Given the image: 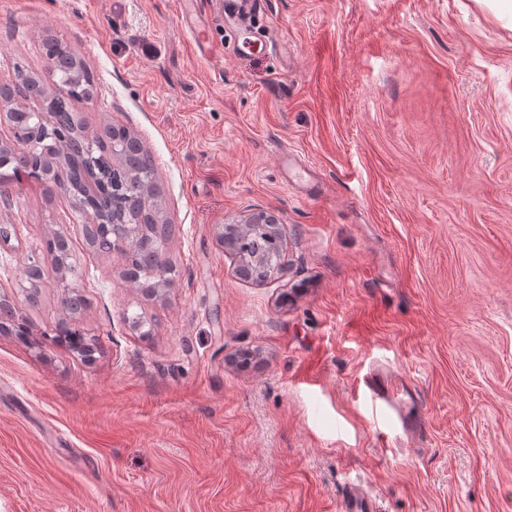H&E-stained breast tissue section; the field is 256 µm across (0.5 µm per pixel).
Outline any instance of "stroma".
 Wrapping results in <instances>:
<instances>
[{"instance_id":"1","label":"stroma","mask_w":512,"mask_h":512,"mask_svg":"<svg viewBox=\"0 0 512 512\" xmlns=\"http://www.w3.org/2000/svg\"><path fill=\"white\" fill-rule=\"evenodd\" d=\"M206 26L213 60L189 32ZM49 36L92 69L91 126L151 153L163 297L26 182L0 204V512H512V17L482 0H0V84ZM274 214L284 267L239 278L218 233ZM64 233L92 361L59 346ZM40 260L36 301L19 270ZM143 317L141 326L129 316ZM411 385L417 437L360 392ZM344 512H376L372 497L359 486H351L344 498Z\"/></svg>"}]
</instances>
